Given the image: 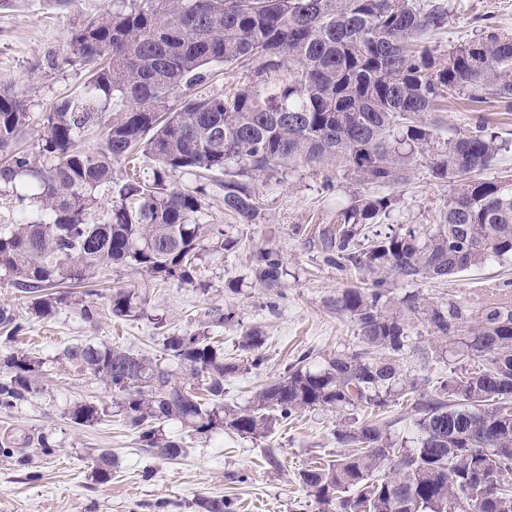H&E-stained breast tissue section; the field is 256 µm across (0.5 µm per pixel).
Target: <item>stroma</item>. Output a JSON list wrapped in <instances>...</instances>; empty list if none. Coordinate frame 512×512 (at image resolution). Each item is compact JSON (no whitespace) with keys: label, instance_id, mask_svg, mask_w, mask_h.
Returning <instances> with one entry per match:
<instances>
[{"label":"stroma","instance_id":"1","mask_svg":"<svg viewBox=\"0 0 512 512\" xmlns=\"http://www.w3.org/2000/svg\"><path fill=\"white\" fill-rule=\"evenodd\" d=\"M444 2L448 22L436 37L440 47L470 39L487 23L512 32V0ZM111 7L112 0H0V88L24 101L29 114L16 148L36 147L45 113L62 100L83 95L89 75L68 61L70 35L88 17ZM443 119L446 136L474 130L477 121H485L504 145L487 177L512 172V107L452 97ZM170 182L189 189L205 186L197 223L206 234L220 230L235 241L228 250L201 251L195 284L164 282L112 266L92 286L96 313L90 322L73 307L45 319L32 317L29 298L0 284V304L28 322L20 346L46 362L38 390L17 408L0 411V441L26 433L33 439L48 436L54 444L48 454L33 442L16 456L0 455V512H199L200 502L213 498L231 501L233 512H319L314 496L299 484L298 473L313 458L327 462L343 454L335 434L353 426L357 412L306 411L255 438L220 430L198 434L168 422L165 434L181 439L186 453L165 460L141 447L116 393L56 360L66 344L86 339L158 359L163 336L185 331L213 336L225 357L242 359L246 353L239 344L256 330L263 337V365L224 384L226 406L240 410L299 358L314 368L324 357L353 349L355 327L337 315L332 302L366 274L328 263L318 234L362 193L361 185L333 167L297 166L283 176L258 177L250 185L261 214L256 223L240 224L225 215L224 195L214 184L179 173ZM370 192L396 200L390 215L377 225L386 233L438 223L449 187L420 163L407 183L374 186ZM265 248L283 258L281 287L266 289L255 282L254 256ZM117 288L144 297L143 312L113 318L109 297ZM412 288L430 301L452 298L474 311L493 301L512 304V261L490 262L413 287L397 282L391 284L390 296L400 299ZM84 401L103 405L108 417L92 426L66 420L65 411ZM103 452L112 455V479L105 484L95 474Z\"/></svg>","mask_w":512,"mask_h":512}]
</instances>
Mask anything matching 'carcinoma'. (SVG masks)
<instances>
[{"label":"carcinoma","instance_id":"carcinoma-1","mask_svg":"<svg viewBox=\"0 0 512 512\" xmlns=\"http://www.w3.org/2000/svg\"><path fill=\"white\" fill-rule=\"evenodd\" d=\"M447 16L441 0H115L71 33V54L90 72L84 98L54 106L41 143L0 164V184L25 204L0 223V281L31 298L37 318L79 303L74 289L114 264L193 284L201 191L171 185L177 172L213 181L240 224L260 216L246 178L294 166L334 165L360 185L395 186L428 153L431 175L450 187L430 230L369 238L395 199L366 194L321 230L330 263L372 275L333 301L354 324L357 348L317 370L290 366L248 408L225 409L224 381L242 366L200 333L164 337L175 369L91 340L64 347L58 359L122 396L142 447L166 460L183 456L181 443L161 432L169 421L198 434L262 436L307 410H361L369 416L336 433L350 452L298 472L321 512H512V304L473 311L411 291L402 310H386L391 277L442 280L512 259V178L482 176L502 149L498 136L480 124L443 139L436 116L438 102L453 95L512 99V35L485 26L442 53L425 36ZM214 63L246 64L253 78L233 93L205 92ZM182 88L192 94L167 106ZM27 118L25 104L0 91L1 149ZM91 127L102 130L98 143L77 148ZM138 152L157 165L153 183L114 181V167ZM101 191L113 196L104 213ZM253 274L262 287H279V252L260 251ZM143 304L125 288L109 298L120 319ZM417 323L426 345L412 336ZM25 327L0 305V410L25 401L45 375L40 357L12 346ZM435 341L475 369L427 388L420 371ZM262 345L257 330L243 336L253 368L263 364ZM397 396L410 401V447L393 441L382 418ZM106 415L90 402L65 412L77 425Z\"/></svg>","mask_w":512,"mask_h":512}]
</instances>
